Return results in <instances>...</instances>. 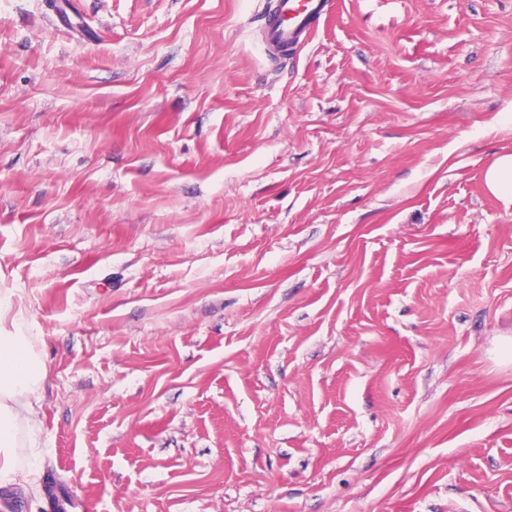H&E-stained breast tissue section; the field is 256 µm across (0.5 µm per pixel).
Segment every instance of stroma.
Returning a JSON list of instances; mask_svg holds the SVG:
<instances>
[{
	"mask_svg": "<svg viewBox=\"0 0 512 512\" xmlns=\"http://www.w3.org/2000/svg\"><path fill=\"white\" fill-rule=\"evenodd\" d=\"M0 0V512H512V0ZM331 0H276L274 12L265 28L268 50L298 46L305 42L313 24L327 11ZM485 184L493 194L512 198V153H502L486 169ZM7 324H9L7 326ZM27 335L23 310L8 290L0 292V487L17 481L14 448L26 432L29 448H39L32 430L37 392L45 365Z\"/></svg>",
	"mask_w": 512,
	"mask_h": 512,
	"instance_id": "1",
	"label": "stroma"
}]
</instances>
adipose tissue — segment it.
I'll return each mask as SVG.
<instances>
[{
    "label": "adipose tissue",
    "mask_w": 512,
    "mask_h": 512,
    "mask_svg": "<svg viewBox=\"0 0 512 512\" xmlns=\"http://www.w3.org/2000/svg\"><path fill=\"white\" fill-rule=\"evenodd\" d=\"M27 334L25 316L9 291L0 292V487L16 482L15 450L21 442L37 447L32 430L34 400L45 365Z\"/></svg>",
    "instance_id": "ef3b65f1"
}]
</instances>
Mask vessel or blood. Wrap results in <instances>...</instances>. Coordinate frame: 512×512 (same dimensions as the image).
Segmentation results:
<instances>
[{"label": "vessel or blood", "mask_w": 512, "mask_h": 512, "mask_svg": "<svg viewBox=\"0 0 512 512\" xmlns=\"http://www.w3.org/2000/svg\"><path fill=\"white\" fill-rule=\"evenodd\" d=\"M329 0H276L265 28L268 49L297 46L305 42L313 24L325 14Z\"/></svg>", "instance_id": "vessel-or-blood-1"}]
</instances>
